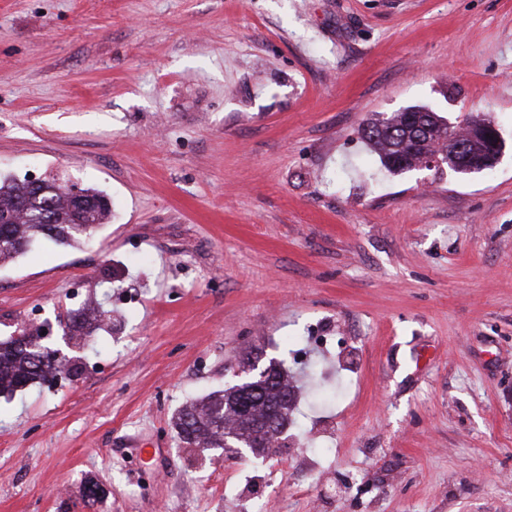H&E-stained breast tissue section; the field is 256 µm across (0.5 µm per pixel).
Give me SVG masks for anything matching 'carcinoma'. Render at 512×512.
<instances>
[{"mask_svg": "<svg viewBox=\"0 0 512 512\" xmlns=\"http://www.w3.org/2000/svg\"><path fill=\"white\" fill-rule=\"evenodd\" d=\"M489 124L475 119L466 124L463 133L448 126L445 117L421 105H413L388 117L370 120L363 129L364 137L378 152L382 166L393 173L425 168L436 156L457 173L470 174L490 169L500 148L489 139L471 135ZM471 140L460 153V143ZM46 193L36 196L32 185L15 178L0 177V263L13 259L37 237L70 245L90 235L110 214L108 200L100 192L87 188L86 196L95 204L83 211L71 208L59 193L61 185L44 181ZM30 332L22 339L0 341V393L13 394L58 371L62 361L44 356ZM242 368L256 370L251 358L241 360ZM258 371V370H256ZM249 384L260 385L250 410L237 413L241 398L239 385L219 394L183 407L175 420L182 443L202 448L224 447V417L236 414L235 437L248 441L253 437L268 448L276 447L283 434L282 424L266 425L270 412L281 411L290 416L293 396L288 375L278 362L268 365L249 378Z\"/></svg>", "mask_w": 512, "mask_h": 512, "instance_id": "carcinoma-1", "label": "carcinoma"}]
</instances>
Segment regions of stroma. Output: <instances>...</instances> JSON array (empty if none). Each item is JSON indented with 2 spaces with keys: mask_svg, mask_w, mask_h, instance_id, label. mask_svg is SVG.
<instances>
[{
  "mask_svg": "<svg viewBox=\"0 0 512 512\" xmlns=\"http://www.w3.org/2000/svg\"><path fill=\"white\" fill-rule=\"evenodd\" d=\"M411 105L489 117L495 166L389 173L361 129ZM29 174L111 218L0 265V336L39 310L83 366L0 397V512H512V0H0ZM75 281L107 320L74 328ZM313 324L287 448L180 442Z\"/></svg>",
  "mask_w": 512,
  "mask_h": 512,
  "instance_id": "35a3bbf8",
  "label": "stroma"
}]
</instances>
